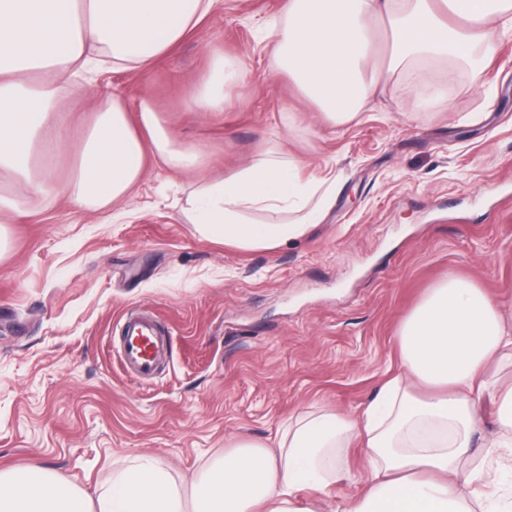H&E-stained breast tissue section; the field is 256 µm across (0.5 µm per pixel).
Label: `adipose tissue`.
Wrapping results in <instances>:
<instances>
[{"mask_svg": "<svg viewBox=\"0 0 512 512\" xmlns=\"http://www.w3.org/2000/svg\"><path fill=\"white\" fill-rule=\"evenodd\" d=\"M443 2L462 19L450 26ZM220 0H0V172L26 185V196L0 190V258L7 224L37 203L66 196L78 209L123 201L147 157L174 172L202 166L203 155L171 136L154 102L135 111L112 101L87 126L74 176L65 183L34 175L32 151L69 149L58 108V78H79L97 54L146 71L213 14ZM392 35L383 64L369 62L374 32ZM512 34V0H285L272 25L271 77L288 74L324 122H350L387 77L430 60L472 66ZM242 68L216 62L191 95L199 112L224 108V88ZM336 203L329 178L307 179L299 160L269 154L204 184L192 223L203 235L242 250H273L305 236ZM400 370L354 415L314 413L288 424L277 447L239 441L194 482L191 512H314L302 497L344 482L362 484L342 512H512V494L493 483L485 460L512 451V332L502 308L477 285L450 280L431 289L403 322ZM421 384L430 397H416ZM492 393L499 435L483 456L471 452L482 397ZM361 440L366 470L353 473L344 450ZM0 512H190L180 488L154 462L136 458L88 499L41 473L0 471Z\"/></svg>", "mask_w": 512, "mask_h": 512, "instance_id": "obj_1", "label": "adipose tissue"}]
</instances>
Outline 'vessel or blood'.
Returning <instances> with one entry per match:
<instances>
[{
    "label": "vessel or blood",
    "mask_w": 512,
    "mask_h": 512,
    "mask_svg": "<svg viewBox=\"0 0 512 512\" xmlns=\"http://www.w3.org/2000/svg\"><path fill=\"white\" fill-rule=\"evenodd\" d=\"M157 344L149 314H139L124 323L120 360L134 380L143 382L154 376L158 366Z\"/></svg>",
    "instance_id": "b4317fda"
}]
</instances>
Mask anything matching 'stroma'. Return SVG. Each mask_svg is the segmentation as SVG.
<instances>
[{"mask_svg": "<svg viewBox=\"0 0 512 512\" xmlns=\"http://www.w3.org/2000/svg\"><path fill=\"white\" fill-rule=\"evenodd\" d=\"M281 0H224L143 73L103 59L89 89L60 80L73 139L102 106L151 97L203 169L148 165L116 207L44 201L10 225L0 259V470L47 469L96 496L137 457L184 491L243 439L275 444L310 412L356 413L399 366L403 321L451 278L512 307V38L476 69L397 73L355 119L329 127L288 75L269 80ZM243 66L224 109L192 89L215 58ZM270 151L336 178L304 238L241 250L202 236L188 197ZM153 313L171 357L128 377L120 326Z\"/></svg>", "mask_w": 512, "mask_h": 512, "instance_id": "35a3bbf8", "label": "stroma"}]
</instances>
